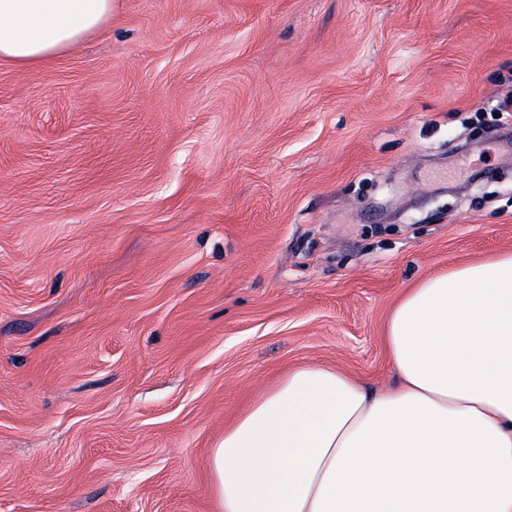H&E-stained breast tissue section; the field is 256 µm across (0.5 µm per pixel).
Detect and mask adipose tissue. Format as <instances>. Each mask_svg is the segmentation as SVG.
<instances>
[{
	"mask_svg": "<svg viewBox=\"0 0 512 512\" xmlns=\"http://www.w3.org/2000/svg\"><path fill=\"white\" fill-rule=\"evenodd\" d=\"M112 0H0V61L48 63ZM398 382L296 367L211 452L220 512H512V253L421 281L393 308Z\"/></svg>",
	"mask_w": 512,
	"mask_h": 512,
	"instance_id": "1",
	"label": "adipose tissue"
}]
</instances>
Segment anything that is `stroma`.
Instances as JSON below:
<instances>
[{"mask_svg":"<svg viewBox=\"0 0 512 512\" xmlns=\"http://www.w3.org/2000/svg\"><path fill=\"white\" fill-rule=\"evenodd\" d=\"M512 0H113L0 63V512H218L210 455L307 364L512 251Z\"/></svg>","mask_w":512,"mask_h":512,"instance_id":"stroma-1","label":"stroma"}]
</instances>
